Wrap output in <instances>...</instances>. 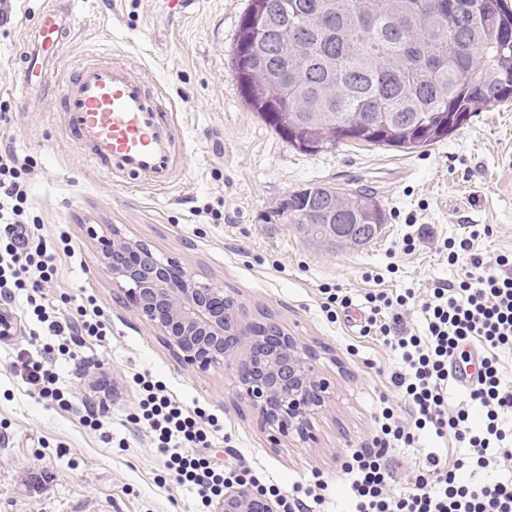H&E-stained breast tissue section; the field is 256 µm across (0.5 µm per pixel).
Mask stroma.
<instances>
[{"instance_id":"35a3bbf8","label":"stroma","mask_w":512,"mask_h":512,"mask_svg":"<svg viewBox=\"0 0 512 512\" xmlns=\"http://www.w3.org/2000/svg\"><path fill=\"white\" fill-rule=\"evenodd\" d=\"M249 0H17L0 24V135L33 165L28 176L39 235L56 251L57 276L44 293L96 299L111 325L103 344L75 345L89 361L56 356L58 386L69 410L41 400L21 360L46 342L25 315L24 294L0 298L16 326L0 338V512H196V494L162 483L163 459L151 430L133 423L135 375L148 372L168 393L206 407L224 424L210 453L224 467L245 466L281 491L318 471L331 484L324 512H347V449L369 441L380 396L398 402L389 377L395 358L379 336L361 335L322 309L323 286L347 291L354 306L370 292L426 291L452 282L443 242L470 224H488L486 257L512 253V101L474 113L441 142L420 149L349 143L307 154L288 145L245 103L232 51ZM76 16L71 40L39 97L20 99L10 83L26 52V31L44 9ZM123 61L170 97L175 147L184 159L172 185L156 189L104 179L86 162L59 110L61 83L87 62ZM320 182L370 194L384 209L379 238L358 250L312 245L272 218L288 193ZM428 235L401 248L410 225ZM147 241L233 295L242 323L273 319L316 354L333 401L307 441L273 440L248 400L237 395L233 368L201 371L183 364L132 309L99 260V236L111 229ZM104 405L103 426L81 418ZM231 441H224V434Z\"/></svg>"}]
</instances>
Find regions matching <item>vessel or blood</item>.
I'll return each instance as SVG.
<instances>
[{
	"label": "vessel or blood",
	"instance_id": "b4317fda",
	"mask_svg": "<svg viewBox=\"0 0 512 512\" xmlns=\"http://www.w3.org/2000/svg\"><path fill=\"white\" fill-rule=\"evenodd\" d=\"M74 17L44 13L28 32V51L11 83L24 97L38 94ZM62 107L86 159L100 174H122L155 188L170 186L183 161L172 150L171 104L164 92L120 61L89 62L66 77Z\"/></svg>",
	"mask_w": 512,
	"mask_h": 512
}]
</instances>
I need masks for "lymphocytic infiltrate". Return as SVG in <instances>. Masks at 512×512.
I'll use <instances>...</instances> for the list:
<instances>
[{"label": "lymphocytic infiltrate", "instance_id": "obj_1", "mask_svg": "<svg viewBox=\"0 0 512 512\" xmlns=\"http://www.w3.org/2000/svg\"><path fill=\"white\" fill-rule=\"evenodd\" d=\"M30 166L11 146H0V294L25 292L44 335L105 341L110 330L93 299L64 315L45 304L43 286L57 273L56 254L36 240L39 222L30 215L26 183ZM492 232L486 225L447 242L448 261L461 270L456 282L435 283L420 298L411 291L367 295L371 315L362 333L383 337L397 357L390 382L408 416L383 408L371 446L349 452L343 467L350 512H512V428L503 422L512 414V388L503 384L499 368L500 352L512 350V254L484 257L480 243ZM413 300L425 319L419 333L403 325ZM475 342L482 348L478 381L467 403L449 408L448 367L469 365L466 346ZM136 383L143 392L137 418L154 432L168 480L195 490L200 512L233 484L278 497L282 512H317L325 503L328 484L319 478L284 495L251 469L217 468L207 450L221 430L218 418L186 406L152 377L139 376ZM426 434L452 438L462 454L451 461L426 454L405 487L396 488L392 450L412 448Z\"/></svg>", "mask_w": 512, "mask_h": 512}]
</instances>
